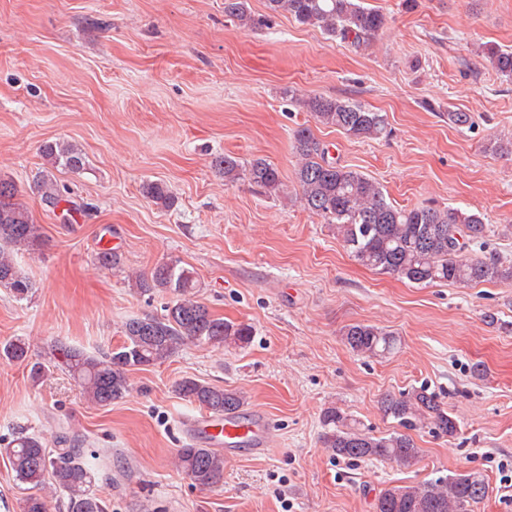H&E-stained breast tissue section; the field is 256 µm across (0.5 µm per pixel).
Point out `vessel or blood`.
<instances>
[{
  "label": "vessel or blood",
  "mask_w": 512,
  "mask_h": 512,
  "mask_svg": "<svg viewBox=\"0 0 512 512\" xmlns=\"http://www.w3.org/2000/svg\"><path fill=\"white\" fill-rule=\"evenodd\" d=\"M188 431L192 436L207 439L209 445L223 447L228 459L264 454L274 441L269 418L258 408L242 416L223 417L204 412L189 421Z\"/></svg>",
  "instance_id": "obj_1"
}]
</instances>
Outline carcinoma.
Masks as SVG:
<instances>
[{"instance_id": "1", "label": "carcinoma", "mask_w": 512, "mask_h": 512, "mask_svg": "<svg viewBox=\"0 0 512 512\" xmlns=\"http://www.w3.org/2000/svg\"><path fill=\"white\" fill-rule=\"evenodd\" d=\"M224 14L245 31L263 25L271 17L288 15L356 49L377 40L387 23L385 14L365 6L364 0H265L263 14L254 13L249 0H224ZM484 54L498 75L512 79V50L488 46ZM298 102L318 124L335 128L350 139L377 140L390 133L386 114L347 99L313 94ZM293 149L298 156L295 180L300 202L336 230V236L359 264L417 285L512 284L511 258L493 250L470 252L473 245L484 243L494 233L481 214L429 205L399 208L364 173L328 160L326 148L307 127L295 131ZM42 156L54 169L77 173L85 169L84 153L72 144L48 143L43 146ZM212 166L226 183L245 178L266 195L279 197L284 193L278 168L264 158L243 162L224 154L215 157ZM36 187L46 204L55 207L62 201L63 191L48 171L40 172ZM142 192L161 208L170 209L175 204L163 181L144 183ZM41 245L39 226L18 200L16 185L0 178V288L20 300L33 293L35 285L22 273L12 250H36ZM134 287L143 294L170 292L174 299L160 317L128 320L123 344L112 351L91 355L73 347L53 349L59 355L58 365L97 406L125 398L131 389L130 372L160 365L188 343L223 348L250 342V325L217 317L196 300L194 271L176 261L155 266L147 278H135ZM341 336L354 354L366 358H384L400 342L394 333L362 322L345 326ZM0 359L27 361L29 344L21 338L1 343ZM174 392L215 415L237 414L247 404L243 391L193 377L177 381ZM380 411L394 420L398 429L377 436L335 403L328 404L320 416L322 445L338 459L408 467L421 453L410 432L427 428L448 438L458 433L457 420L425 385L383 396ZM5 453L20 482L39 488L46 477H51L54 491L66 498V512H103L101 500L92 489L90 470L77 449L60 448L53 455L43 438L20 433L8 443ZM176 465L193 484L203 488L214 486L224 476V457L194 443L176 450ZM487 490L478 472L440 475L417 485L384 488L375 500L374 512H471Z\"/></svg>"}]
</instances>
